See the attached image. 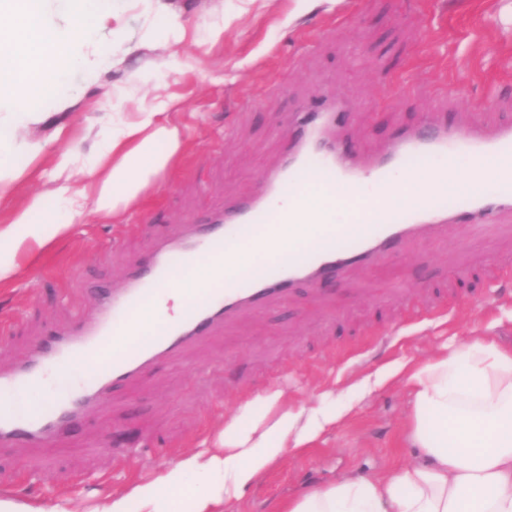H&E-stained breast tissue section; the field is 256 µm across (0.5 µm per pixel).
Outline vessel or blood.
<instances>
[{"instance_id":"b4317fda","label":"vessel or blood","mask_w":512,"mask_h":512,"mask_svg":"<svg viewBox=\"0 0 512 512\" xmlns=\"http://www.w3.org/2000/svg\"><path fill=\"white\" fill-rule=\"evenodd\" d=\"M350 115L349 108L329 101L315 110L289 113L287 122L297 135L281 165L268 172L252 194L227 200L213 223L179 239L160 241L152 253L129 266L122 287L98 288L93 317L75 318L58 335L40 337L25 363L0 371V446L21 440L51 443L115 387L131 383L158 362L175 360L185 346L242 311L263 309L296 285L310 286L315 277H342L353 267L393 258L405 240L424 231L444 234L449 225L464 223L479 233L512 215V123L461 130L431 112L420 127L399 133L388 149L365 158L354 154L340 135ZM413 158L435 161L437 168L433 183L405 199L401 189L414 177L409 167ZM463 160L475 170L493 163L501 174L493 193L469 196L459 206L437 184ZM313 161L328 192L363 203L346 215L344 227L316 239L306 252L280 258L274 273L224 281L187 304L177 318L158 322L151 338L127 341L139 307L169 288L174 261L202 256L219 261L227 246L260 242L273 214L272 200L295 194ZM50 373L68 381L51 408H13V401L42 389Z\"/></svg>"}]
</instances>
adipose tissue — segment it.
<instances>
[{"label": "adipose tissue", "instance_id": "1", "mask_svg": "<svg viewBox=\"0 0 512 512\" xmlns=\"http://www.w3.org/2000/svg\"><path fill=\"white\" fill-rule=\"evenodd\" d=\"M107 144L119 159L91 193L92 211L102 216L119 214L157 182L180 153L182 135L150 110L137 121L114 122ZM40 207L33 202L13 223L0 225V283L10 280L19 253L32 245L49 247L83 217L67 187L57 190L54 211L33 220ZM348 208L347 199L328 194L320 184L300 186L297 195L276 202L268 245L228 247L219 265L199 258L181 266L162 299L138 311L142 332L177 315L187 301L221 279L242 277L263 262L307 249ZM404 377L410 388L406 437L416 458L381 476H350L309 488L289 499L282 512H512V348L488 337L471 339L410 366ZM263 402L266 413L251 428L240 423L251 413L247 402L227 421L212 448L132 486L101 512H129L133 501L140 512H172L171 496L190 475L203 482L191 512H221L284 449L306 447L340 418L336 411H289L276 394Z\"/></svg>", "mask_w": 512, "mask_h": 512}]
</instances>
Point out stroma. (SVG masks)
I'll return each instance as SVG.
<instances>
[{"mask_svg": "<svg viewBox=\"0 0 512 512\" xmlns=\"http://www.w3.org/2000/svg\"><path fill=\"white\" fill-rule=\"evenodd\" d=\"M123 0L120 34H98V78L44 101L23 130L40 153H19L0 224L64 182L90 187L115 163L113 117L159 108L182 152L120 220L87 214L35 255H19L0 284V370L26 359L38 336L92 315V283L121 286L127 264L165 237L205 223L225 199L251 193L288 140L284 114L337 99L354 114L346 134L361 154L421 123L432 102L449 124L512 122V0ZM181 27L172 37L170 20ZM71 164L59 168L61 155ZM488 335L512 348V232L410 239L396 258L348 279L244 313L222 333L112 391L86 423L47 447L0 446V496L96 512L128 485L203 448L244 402L281 393L297 412L346 408L304 452L284 450L224 512H281L283 503L340 476L409 462V395L397 369L443 346ZM385 374L382 385L361 383Z\"/></svg>", "mask_w": 512, "mask_h": 512, "instance_id": "stroma-1", "label": "stroma"}]
</instances>
